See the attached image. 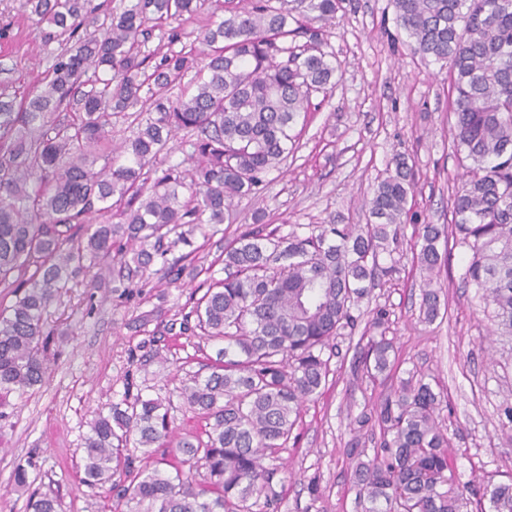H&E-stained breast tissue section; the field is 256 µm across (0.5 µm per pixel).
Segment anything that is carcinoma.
I'll use <instances>...</instances> for the list:
<instances>
[{"label":"carcinoma","mask_w":512,"mask_h":512,"mask_svg":"<svg viewBox=\"0 0 512 512\" xmlns=\"http://www.w3.org/2000/svg\"><path fill=\"white\" fill-rule=\"evenodd\" d=\"M207 0H23L67 47L53 56L36 92L0 89V287L15 301L0 312V398L42 382L49 331L43 319L66 287L63 273L107 260L112 279L149 282L156 260L203 224H222L235 201L260 194L298 149L296 127L312 98L336 84L322 50L343 0H224L195 48L172 49L181 25ZM395 24L414 54L449 65L455 139L469 178L453 195L452 224L418 228L413 263L423 275L419 317L440 315L433 276L448 266L449 237L470 250L462 280L494 306L495 333L512 337V0H392ZM169 27L171 48L142 50ZM303 38L305 42L296 43ZM194 73L191 85L168 91ZM68 113L64 121L54 115ZM135 126L112 141L113 120ZM180 131L186 139L171 145ZM183 162L158 171L161 156ZM192 164L186 180L182 163ZM414 173L395 154L377 177L364 224H310L280 235L257 225L224 247L225 277L210 278L188 316L224 343L212 372L182 382L178 397L206 428L169 440L171 398L124 397L99 412L85 438V480L146 512H273L282 485L277 461L305 404L326 385L335 340L354 330L375 283L401 270V228ZM102 217L90 223L93 215ZM388 314L375 310L355 372L387 378L394 342ZM444 395L410 373L358 423L379 429L373 457L358 446L353 486L363 512H463L470 503L512 512V482L479 489L458 482L439 420ZM162 450L167 468L133 473L132 457ZM206 470L195 483L185 470ZM130 479L116 483V475Z\"/></svg>","instance_id":"cac0c4a2"}]
</instances>
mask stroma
<instances>
[{"mask_svg": "<svg viewBox=\"0 0 512 512\" xmlns=\"http://www.w3.org/2000/svg\"><path fill=\"white\" fill-rule=\"evenodd\" d=\"M393 18L392 0H344L324 46L336 85L308 113L296 159L258 198L239 202L233 223L195 232L193 260L177 283L160 271L145 287L116 292L112 281L96 284L88 269L70 268L67 288L44 316L53 331L44 382L0 404V512H31V496L41 494L56 496L59 512H139L136 502L116 500L82 479V446L96 412L126 392L152 398L161 389L173 393L188 376L210 374L217 345L184 329L187 303L203 294L208 275L223 277L224 248L251 225L254 210H263L266 224L283 235L332 217L365 223L363 201L397 153L405 154L416 183L402 229V271L372 290L352 334L339 338L328 381L307 404L296 445L281 455L278 512H362L347 451L355 440L373 450L371 426L356 419L392 386L362 383L353 360L380 307L396 340V378L418 372L444 388L448 410L441 419L460 482L512 478V428L499 421L503 405L512 404V338L490 339L491 313L477 289L462 281L467 248L454 246L448 268L436 277L447 315L430 324L419 317L415 231L451 222L464 166L450 131L448 71L414 56ZM0 20L11 25L10 40L0 41V87L35 91L61 46L45 42V25L24 15L18 0H0ZM20 463L29 476L24 488L13 481ZM313 477L320 483L317 497L308 490Z\"/></svg>", "mask_w": 512, "mask_h": 512, "instance_id": "stroma-1", "label": "stroma"}]
</instances>
